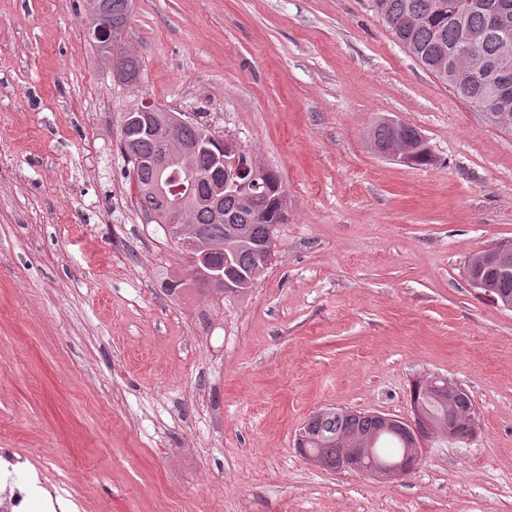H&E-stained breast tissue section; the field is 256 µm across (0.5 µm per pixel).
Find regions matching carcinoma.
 Instances as JSON below:
<instances>
[{
  "mask_svg": "<svg viewBox=\"0 0 512 512\" xmlns=\"http://www.w3.org/2000/svg\"><path fill=\"white\" fill-rule=\"evenodd\" d=\"M101 11L87 17L91 39L102 61L117 56L120 80L135 86L141 77V62L124 46L111 38L96 35L102 25L119 36L126 33L131 0H100ZM375 10L397 41H404L407 50L431 73L448 84L472 106L485 112L492 124L502 113L512 116V54L501 58L500 38L512 43V0H373ZM489 32L484 54L487 64L476 69L471 60L457 51L464 33ZM137 112L125 113L120 127L121 150L132 164L139 203L147 220L160 224L175 236L161 199L152 191L157 170L154 159L161 146L140 122ZM208 132L212 138L205 139ZM396 135L385 121L374 127L376 146L388 144ZM180 141L195 147L188 158L191 173L197 177L221 172L224 136L199 122L189 121L178 132ZM263 180L269 191L263 200L262 212L244 206L232 193L224 194V215L215 213L204 201L208 186L190 179L176 181V186L192 192L190 224L197 233L202 251L212 262L191 271V280L199 287L223 295H245L262 274V254L269 229L283 223L280 194L284 188L279 175L268 169ZM248 279L250 285L224 289V281ZM485 280L492 294L512 300V275L486 272ZM410 398L420 404L434 427L431 440L441 439L467 444L472 437L464 423L473 414V402L465 391H452L439 379L432 385L414 384ZM458 424L448 433V418ZM305 440L301 447L316 457L325 470L336 467L347 448H366L374 443L376 451L388 458L402 455L406 442L403 433L381 429V420L374 412L328 407L311 414L304 422Z\"/></svg>",
  "mask_w": 512,
  "mask_h": 512,
  "instance_id": "carcinoma-1",
  "label": "carcinoma"
}]
</instances>
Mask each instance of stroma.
<instances>
[{
    "label": "stroma",
    "instance_id": "1",
    "mask_svg": "<svg viewBox=\"0 0 512 512\" xmlns=\"http://www.w3.org/2000/svg\"><path fill=\"white\" fill-rule=\"evenodd\" d=\"M86 16L0 0V448L84 512H512V310L465 276L512 240V132L373 0H133L135 87ZM144 101L280 176L288 221L248 296L189 285L143 216L119 140ZM382 119L418 128L434 164L378 155ZM432 375L471 397L468 445L428 444L392 481L297 453L317 409L406 419Z\"/></svg>",
    "mask_w": 512,
    "mask_h": 512
}]
</instances>
